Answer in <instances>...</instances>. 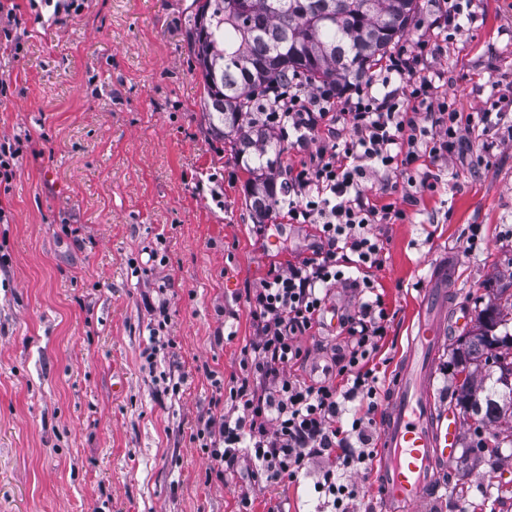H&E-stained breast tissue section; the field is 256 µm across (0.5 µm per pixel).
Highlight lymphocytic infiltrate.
I'll use <instances>...</instances> for the list:
<instances>
[{"label": "lymphocytic infiltrate", "mask_w": 512, "mask_h": 512, "mask_svg": "<svg viewBox=\"0 0 512 512\" xmlns=\"http://www.w3.org/2000/svg\"><path fill=\"white\" fill-rule=\"evenodd\" d=\"M425 48L421 42L390 59L386 74L408 82L383 97L359 89L341 100L334 87L309 93L292 78L260 107L266 122L291 132L299 148L324 136L309 162L289 168L276 203L289 223L316 226L319 243L302 259L273 268L248 293L256 334L243 350L246 373L229 387L216 380V390H228L230 408L210 417L195 438L217 467L248 460L254 478L266 484L294 482L316 469L315 512H354L355 493L343 476L367 468L374 456L379 369L373 360L389 315L366 275L383 264L384 244L371 228L407 214L391 203L371 204L363 183L381 172H411L425 156L447 158L463 142L460 112L422 73ZM343 248L355 255L361 277L346 279L337 258ZM345 281L362 302L343 314L340 335L327 337L320 377L291 376L304 359L299 336L321 327L333 287Z\"/></svg>", "instance_id": "obj_1"}]
</instances>
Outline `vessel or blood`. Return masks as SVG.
<instances>
[{"instance_id": "vessel-or-blood-1", "label": "vessel or blood", "mask_w": 512, "mask_h": 512, "mask_svg": "<svg viewBox=\"0 0 512 512\" xmlns=\"http://www.w3.org/2000/svg\"><path fill=\"white\" fill-rule=\"evenodd\" d=\"M450 278L447 263H438L385 402L376 470L379 512H423L441 489L456 450L458 420L438 415L434 407L435 369L447 340Z\"/></svg>"}]
</instances>
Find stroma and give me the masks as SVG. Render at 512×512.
I'll return each mask as SVG.
<instances>
[{"instance_id":"obj_1","label":"stroma","mask_w":512,"mask_h":512,"mask_svg":"<svg viewBox=\"0 0 512 512\" xmlns=\"http://www.w3.org/2000/svg\"><path fill=\"white\" fill-rule=\"evenodd\" d=\"M16 3L0 33V139L28 135L35 150L0 195V512H313L314 475L265 485L242 460L220 477L193 439L221 412L212 376L243 373L248 290L309 254L315 233L277 211L257 232L250 176L203 107L185 37L193 0H89L78 15ZM468 12L449 35L441 0H420L400 44L427 41L438 94L465 114L493 112L489 132L422 158L436 189L403 175L394 193L384 177L367 183L371 200L407 212L373 228L390 374L437 261L454 268L452 342L512 283V0H472ZM161 299L164 323L148 307ZM459 422L431 512H512V420L498 452L481 454L467 447L468 415Z\"/></svg>"}]
</instances>
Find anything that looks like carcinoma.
I'll use <instances>...</instances> for the list:
<instances>
[{
    "label": "carcinoma",
    "instance_id": "carcinoma-1",
    "mask_svg": "<svg viewBox=\"0 0 512 512\" xmlns=\"http://www.w3.org/2000/svg\"><path fill=\"white\" fill-rule=\"evenodd\" d=\"M419 9V0H195L187 39L203 76L204 106L251 175L258 222L276 204V164L284 151L258 118L260 98L294 76L312 86L359 83L407 33ZM506 325L499 309L491 326L451 353L458 368L492 369L485 380L468 377L451 392L484 429L512 418V333H496Z\"/></svg>",
    "mask_w": 512,
    "mask_h": 512
}]
</instances>
